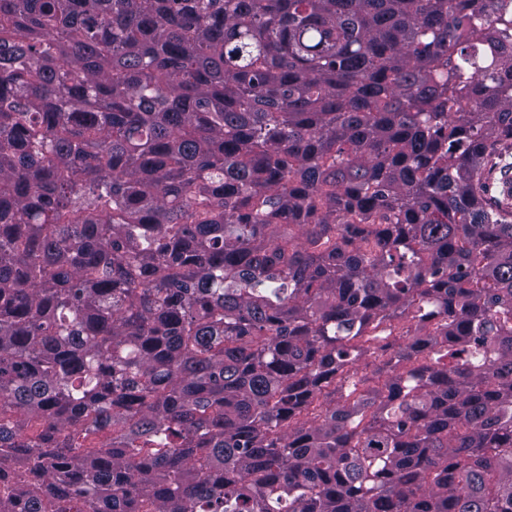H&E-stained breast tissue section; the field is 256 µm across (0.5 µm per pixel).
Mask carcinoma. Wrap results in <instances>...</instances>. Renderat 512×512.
<instances>
[{"instance_id": "1", "label": "carcinoma", "mask_w": 512, "mask_h": 512, "mask_svg": "<svg viewBox=\"0 0 512 512\" xmlns=\"http://www.w3.org/2000/svg\"><path fill=\"white\" fill-rule=\"evenodd\" d=\"M510 154L495 0H0V512H512ZM376 339H373V342L366 343L365 346L371 345V352H368L367 354H364L361 358V360L349 371H345L342 374H338L336 377V405L337 404H343L346 397L345 395H348L352 389V382H358L360 378L365 375L369 374L372 369V362L374 361V356L372 355L373 351H377V349L388 342H394L396 341L397 344H403L405 338H401V336H385V332H378ZM369 363V367H365V364ZM343 396V397H342ZM342 397V398H341Z\"/></svg>"}]
</instances>
